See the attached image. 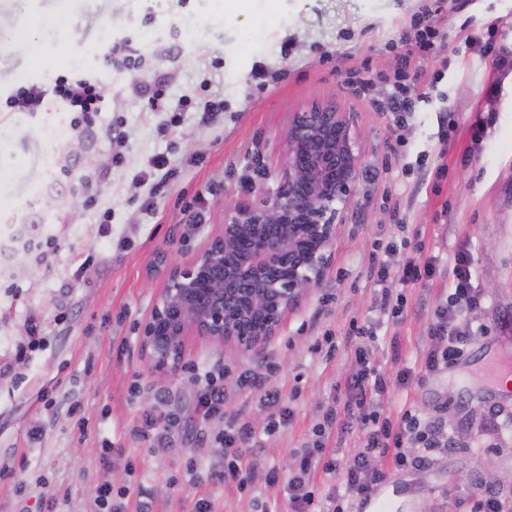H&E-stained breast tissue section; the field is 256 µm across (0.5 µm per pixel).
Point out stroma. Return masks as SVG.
<instances>
[{"label": "stroma", "mask_w": 512, "mask_h": 512, "mask_svg": "<svg viewBox=\"0 0 512 512\" xmlns=\"http://www.w3.org/2000/svg\"><path fill=\"white\" fill-rule=\"evenodd\" d=\"M433 3L447 37L409 61L429 100L397 127L384 84L367 99L344 73L363 65L393 74L405 51L402 30ZM123 42L137 69L105 64L104 48ZM77 70L107 87L108 109L93 130L73 127L72 112L52 96L32 114L0 112V147L16 159L0 173V238L30 227L43 241L0 260V469L14 473L0 480V512H136V500L119 495L126 487L146 493L150 512H192L204 494L215 512H258L264 492L242 496L208 482L223 449L180 442L153 450L130 431L151 410L195 427L202 388L186 380L210 369L224 374L225 411H245L264 426L268 409L235 381L267 368L292 419L263 436L258 461L289 475L295 449L313 440L351 370L344 349L329 357L310 348L324 332L343 335L350 319L376 318L369 274L380 243L422 239L441 264L431 280L405 288L403 320L361 337L377 367L393 375L419 365L459 251L480 296L471 325L512 353L503 320L512 312V0H246L240 8L229 0H79L42 56L0 48V99ZM159 75L166 107L155 111L149 98ZM332 100L354 120L363 174L322 283L261 351L193 339L187 373L157 386L138 326L166 280L161 255L190 258L220 231L225 199L272 194L290 114ZM478 119L483 133L474 138ZM111 123L122 126V145L109 143ZM159 156L166 164L152 170ZM194 213L200 223H190ZM33 324L44 343L30 352ZM406 405L446 422L448 447L420 470L374 460L388 474L393 507L468 512L491 463L502 477L497 496L512 512V391H497L464 359L409 387L391 385L385 412ZM36 426L43 434L34 442ZM102 484L114 491L104 511L95 502Z\"/></svg>", "instance_id": "stroma-1"}]
</instances>
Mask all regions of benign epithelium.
Instances as JSON below:
<instances>
[{
	"instance_id": "1",
	"label": "benign epithelium",
	"mask_w": 512,
	"mask_h": 512,
	"mask_svg": "<svg viewBox=\"0 0 512 512\" xmlns=\"http://www.w3.org/2000/svg\"><path fill=\"white\" fill-rule=\"evenodd\" d=\"M362 169L352 120L336 103L291 113L275 192L225 202L221 232L189 260H169L138 327L141 356L157 381L187 368L193 336L253 351L278 335L289 310L323 280Z\"/></svg>"
}]
</instances>
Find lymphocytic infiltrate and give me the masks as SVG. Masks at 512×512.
Returning a JSON list of instances; mask_svg holds the SVG:
<instances>
[{
  "instance_id": "f902f5d3",
  "label": "lymphocytic infiltrate",
  "mask_w": 512,
  "mask_h": 512,
  "mask_svg": "<svg viewBox=\"0 0 512 512\" xmlns=\"http://www.w3.org/2000/svg\"><path fill=\"white\" fill-rule=\"evenodd\" d=\"M49 95L65 102L70 111L80 113L89 125L108 104L106 87L100 79L63 74L47 89L36 84L18 87L6 99L5 107L11 112H34ZM423 252L420 243L411 252L402 254L389 246L383 256L372 259L370 279L379 311L389 322L398 321L404 313V288L428 280L436 273V258L424 257ZM451 275V292L446 303L436 306L431 314L427 328L431 344L419 369L404 368L396 376H389L375 366L370 348L356 347L352 355L353 372L347 381L348 396L335 399L324 415L316 439L297 450L296 468L288 478H281L277 468L261 469L256 459L262 434L286 426L291 416L288 408L281 405L279 387L258 373L244 372L238 377L239 386L255 391L261 406L273 411L267 426L261 429L248 414L225 415L224 378L211 370L204 372L198 414L205 423L217 417L224 420L223 428L210 435L211 442L224 447V467L212 472L210 481L241 493L254 491L260 484L272 491L286 490L292 512H352L355 501L368 496L385 478L384 473L373 468L375 458L389 459L397 470L428 465L433 452L448 446L446 425L426 420L411 408L391 417L385 414L382 400L391 382L404 386L417 373L433 374L447 369L476 341L478 330L460 322L464 313L480 303L472 284L468 255L455 254ZM397 283L402 285V292L394 291ZM344 433L357 434L362 442L353 463L346 466L327 447L332 435ZM132 435L151 440L158 448L171 447L184 437L178 416L164 419L151 411L143 415ZM319 471L334 476L333 492L322 494L315 485L314 475Z\"/></svg>"
}]
</instances>
